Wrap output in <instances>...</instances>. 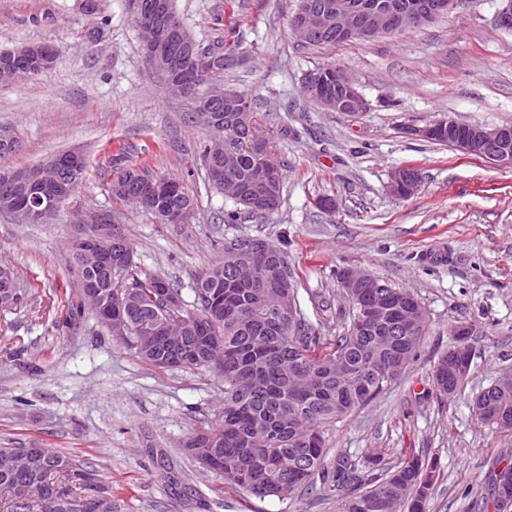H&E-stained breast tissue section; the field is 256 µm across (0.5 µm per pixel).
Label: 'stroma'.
<instances>
[{"mask_svg":"<svg viewBox=\"0 0 512 512\" xmlns=\"http://www.w3.org/2000/svg\"><path fill=\"white\" fill-rule=\"evenodd\" d=\"M0 0V51L51 43L50 72L0 85V129L20 142L6 167H25L73 148L88 159L68 210L47 224L0 215V264L34 285L27 306L0 316V447L79 451L113 486L121 512H336L318 487L285 499L217 495L219 475L192 466L180 443L199 418L216 419L224 384L210 371L163 370L101 335L95 317L68 336L54 323L64 299L72 210H106L142 270L169 277L193 300L198 274L236 235L267 239L288 255L297 304L324 335L342 332L350 308L338 272L358 268L412 291L429 322L417 355L395 383L331 426L329 448L362 457L398 448L435 453L441 475L427 512H473L491 458L512 460V436L480 422L471 401L512 372V167L405 136L404 127L447 117L512 124V31L499 29V0H458L447 15L401 34L308 49L292 36L297 0H175L201 44L238 31V58L224 83L279 112L290 132L275 155L285 164V201L260 223L228 224L237 201L200 177L199 128L185 124L183 100L146 65L125 0ZM223 14V26L213 22ZM334 64L371 108L357 116L308 101L303 81ZM158 174L186 179L198 206L190 224L156 223L107 191L109 145ZM420 168L417 192L390 193L391 173ZM335 200L333 210L317 201ZM472 327L475 356L454 397L432 383L456 325ZM183 475L170 489L163 467Z\"/></svg>","mask_w":512,"mask_h":512,"instance_id":"obj_1","label":"stroma"}]
</instances>
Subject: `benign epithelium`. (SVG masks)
Instances as JSON below:
<instances>
[{
    "label": "benign epithelium",
    "instance_id": "7a95c632",
    "mask_svg": "<svg viewBox=\"0 0 512 512\" xmlns=\"http://www.w3.org/2000/svg\"><path fill=\"white\" fill-rule=\"evenodd\" d=\"M456 0H412L400 11L380 10L370 4L360 5L353 0H336L333 7V25L336 36L343 40L364 38L374 34H394L404 28L419 26L449 13ZM127 9L142 34L145 51L143 57L153 69L171 74L185 60H193L203 68L213 62L197 53L196 47L184 39L180 26L175 23L169 11L168 0H128ZM325 19L319 7L313 3L304 5L299 18L292 21L291 31L302 43L311 40L312 33L323 28ZM496 24L504 29H512V0H501L496 15ZM34 60L31 71L42 74L56 63L55 54L42 45L30 47ZM341 94L331 93L318 98V104L332 112H346L359 115L370 109V103L359 91L356 83L341 68H336L333 77ZM224 100L234 104L235 111H250L246 96L234 89L224 90ZM455 136L453 147L465 154L489 156L494 163L512 166V128L506 125L489 127L483 124H470L464 131L452 119L439 120L423 127H407L404 133L429 139L443 130ZM62 163L61 157L50 156L39 164V169L29 167L11 168L6 180L19 189H25L38 180L41 173L53 174ZM395 195L415 193L417 184L414 176L405 168L396 169L389 184ZM176 192L169 182L153 175H144L143 197L166 196ZM69 197L58 194L35 193L26 197L13 211V217L25 222L33 219L48 221L55 217ZM71 245L82 255L84 261L98 274H112V215L99 211L80 220L78 231L71 237ZM341 287L351 293L355 288H380L382 284L364 271L346 269L340 278ZM40 455V449L31 448L4 460L6 469L16 472L30 468L32 459Z\"/></svg>",
    "mask_w": 512,
    "mask_h": 512
}]
</instances>
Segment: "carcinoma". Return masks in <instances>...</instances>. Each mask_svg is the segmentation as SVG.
I'll use <instances>...</instances> for the list:
<instances>
[{"instance_id": "carcinoma-1", "label": "carcinoma", "mask_w": 512, "mask_h": 512, "mask_svg": "<svg viewBox=\"0 0 512 512\" xmlns=\"http://www.w3.org/2000/svg\"><path fill=\"white\" fill-rule=\"evenodd\" d=\"M196 46L216 56L220 64L209 73L187 71L182 81L192 86L186 100L185 123L195 124L194 108L211 100L214 120L222 135L224 155L233 160L231 176L245 189L262 165L283 167L273 148L263 153L249 150L256 133L268 143L274 135H288L287 125L270 111L229 112L224 99H213V90L224 86V72L237 63V53L220 41L213 47ZM127 149L119 147L110 159L107 186L112 198L149 212L160 220L165 212L182 209L192 214L197 200L181 179L178 193L154 200H137L143 164H130ZM208 184L222 189L210 156L202 149ZM87 168L63 169L62 179L76 195ZM284 185L274 192L271 204L252 208L242 195L241 209L224 219L226 224L260 222L278 210ZM257 236H236L224 241L221 256L197 278L192 302L166 276L145 273L134 260L125 234L112 245V283L103 282L98 295L104 302H120V321L97 317L99 326L113 339L132 349L148 364L156 363L151 342L165 344L179 330L183 349L179 370H212L224 380L223 409L213 422L202 421L186 438L182 450L196 464L217 460L224 471V490L258 499L286 498L302 487L320 482L322 495L336 499V512H426V504L440 477L437 456L400 448L393 459L368 455L357 459L345 453L329 455L324 430L345 415L365 406L388 384L398 380L413 361L427 327V315L407 289L384 288L376 295L364 288L356 293L349 325L337 336H325L297 306L294 273L286 252L282 263L269 269L259 264V277L240 284L233 279L231 250L257 241ZM69 275L74 289L65 296L61 331L72 335L84 325L86 311L94 310L81 284L87 277L84 261L69 251ZM33 286L18 282L8 291L0 288V313L12 312L33 295ZM224 345V362L215 365L201 346ZM469 340L448 347L436 362L432 381L443 396L452 397L465 378L454 376L460 363L470 366ZM487 409L477 414L485 425L512 431V377L499 378L475 396ZM44 462L29 473L14 474L0 467V494L7 512H71V500L93 501L95 512H118L119 490L105 483L90 463L71 453L42 449ZM493 505L494 512L512 508V465L492 461L487 496L476 507Z\"/></svg>"}]
</instances>
